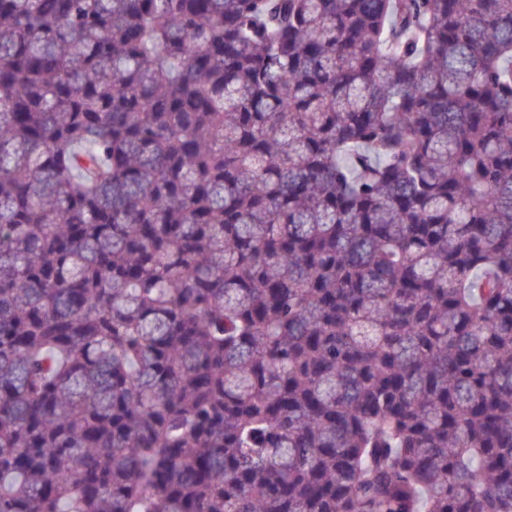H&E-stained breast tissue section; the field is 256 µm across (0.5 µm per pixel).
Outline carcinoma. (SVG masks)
Wrapping results in <instances>:
<instances>
[{
  "label": "carcinoma",
  "mask_w": 512,
  "mask_h": 512,
  "mask_svg": "<svg viewBox=\"0 0 512 512\" xmlns=\"http://www.w3.org/2000/svg\"><path fill=\"white\" fill-rule=\"evenodd\" d=\"M0 512H512V0H0Z\"/></svg>",
  "instance_id": "cac0c4a2"
}]
</instances>
